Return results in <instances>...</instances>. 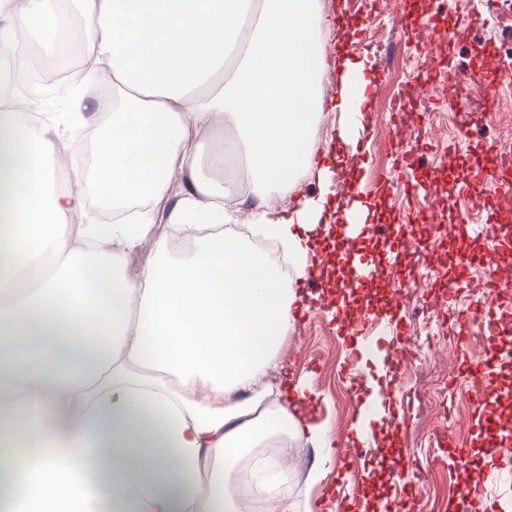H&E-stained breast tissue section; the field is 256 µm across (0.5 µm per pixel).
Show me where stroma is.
<instances>
[{
	"instance_id": "obj_1",
	"label": "stroma",
	"mask_w": 512,
	"mask_h": 512,
	"mask_svg": "<svg viewBox=\"0 0 512 512\" xmlns=\"http://www.w3.org/2000/svg\"><path fill=\"white\" fill-rule=\"evenodd\" d=\"M318 3L324 16L343 8L358 18L350 52L374 60L380 73L369 114L372 136L364 143L363 190L386 215L402 217L393 235L404 244L408 271L400 276L401 288L375 289L363 311L394 346L420 347L418 361L383 392L385 400L407 405L406 425L397 446L409 458L414 474L413 480L403 484L408 512H448L462 486L470 482L485 485L483 497L471 503L470 512H512V498L502 497L501 486L491 482L493 474L512 473V454L485 445L466 388L470 365L485 362L495 385L505 394L512 392V362L502 354L512 347V288L500 289L490 300L479 287L488 275L486 255L512 261V213L500 214L496 236L485 237L477 227L485 223L495 202L489 198L482 207H473L463 188L467 162L512 133V112L499 111L494 82H485L480 95L456 97L440 77L448 69L464 75L478 71L484 56L512 44V0H450L443 12L435 10L432 0H379L371 14L363 0ZM400 14L411 18L412 27H401L396 20ZM428 17L438 29L455 23L459 39L449 45L426 42L423 21ZM424 54L433 59L434 69L419 67L418 59ZM426 95L437 99L436 112L419 111L418 103ZM409 114L417 122L414 137L395 141L392 129ZM464 115L470 121L465 135L459 129ZM403 157L424 178L421 190L405 188L393 179ZM432 199L437 202L436 225L413 223V215ZM461 214L468 227L451 232ZM462 239L474 256L464 275L453 263ZM452 309L470 316L496 315L500 331L495 342L458 348L461 328L448 315ZM277 363L279 372L288 374L317 401V419L328 423L332 447H351L359 437L364 409L354 390L378 380L386 368L352 347L335 308H313L295 321ZM454 440L468 448L467 465L455 461L450 447ZM288 445L285 461L291 499L301 500L308 492L318 500L336 488L349 494L369 490L367 465L376 460L378 447H369L366 458L353 467H332L312 486L308 472L314 451L301 435H289Z\"/></svg>"
}]
</instances>
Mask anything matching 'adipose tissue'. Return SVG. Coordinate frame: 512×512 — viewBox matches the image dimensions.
<instances>
[{"label":"adipose tissue","instance_id":"1","mask_svg":"<svg viewBox=\"0 0 512 512\" xmlns=\"http://www.w3.org/2000/svg\"><path fill=\"white\" fill-rule=\"evenodd\" d=\"M76 2L78 37L60 29V0H0V59L31 49L23 27L39 15L57 54L118 94L73 92L38 127L19 121L31 100L0 96V487L29 480L22 512H245L254 499L321 512L289 498L280 458H253L246 484L238 471L301 427L305 390L274 360L318 261L310 235L329 218L333 173L312 161L319 117L341 113V136L354 132L364 65L342 59L324 100L317 0ZM106 112L90 168L58 191L71 136ZM229 166L248 172L247 193L225 189ZM305 175L319 197L301 192ZM90 198L129 211L108 237L72 221ZM158 217L186 253L158 239L128 273ZM241 222L279 245L289 278L227 232Z\"/></svg>","mask_w":512,"mask_h":512}]
</instances>
